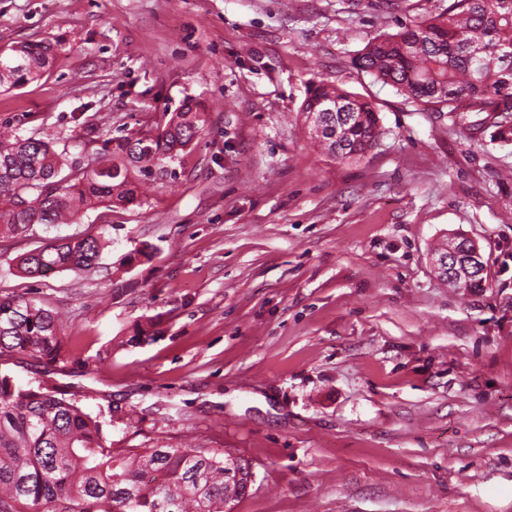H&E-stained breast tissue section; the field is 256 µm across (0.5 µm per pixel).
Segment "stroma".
Wrapping results in <instances>:
<instances>
[{"mask_svg": "<svg viewBox=\"0 0 512 512\" xmlns=\"http://www.w3.org/2000/svg\"><path fill=\"white\" fill-rule=\"evenodd\" d=\"M450 2L0 0V48L67 47L0 90V129L75 157L184 100L207 110L175 184L0 235V295L57 314L61 336L57 360L3 355L0 372L65 393L113 447L244 458L233 512H512V141L351 62ZM322 80L379 112L360 161L310 137L300 107ZM455 233L484 287L437 278ZM76 234L101 241L93 269H17Z\"/></svg>", "mask_w": 512, "mask_h": 512, "instance_id": "1", "label": "stroma"}]
</instances>
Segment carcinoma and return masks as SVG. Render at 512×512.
<instances>
[{
	"label": "carcinoma",
	"instance_id": "carcinoma-1",
	"mask_svg": "<svg viewBox=\"0 0 512 512\" xmlns=\"http://www.w3.org/2000/svg\"><path fill=\"white\" fill-rule=\"evenodd\" d=\"M61 42L0 49V88L42 76ZM356 68L437 111L512 114V0H453L434 18L371 39ZM348 114L332 133L316 131L325 105ZM301 112L311 137L334 159L359 161L385 130L373 103L332 84L313 83ZM206 110L186 102L162 130L108 138L81 161L49 136H0V231L60 224L83 207L132 205L138 177L177 179L174 166L201 134ZM101 254L92 235L55 239L18 259L27 276L86 271ZM55 360L59 325L33 299L0 297V355ZM251 471L224 448H114L101 424L48 387L18 385L0 374V512L28 502L51 512H224L241 497Z\"/></svg>",
	"mask_w": 512,
	"mask_h": 512
}]
</instances>
